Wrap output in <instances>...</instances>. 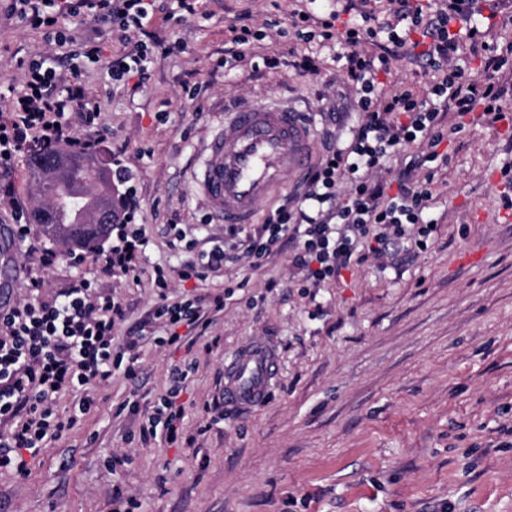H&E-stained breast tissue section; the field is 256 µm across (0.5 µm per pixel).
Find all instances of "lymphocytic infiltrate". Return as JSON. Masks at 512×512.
Segmentation results:
<instances>
[{
	"mask_svg": "<svg viewBox=\"0 0 512 512\" xmlns=\"http://www.w3.org/2000/svg\"><path fill=\"white\" fill-rule=\"evenodd\" d=\"M155 0H81L92 16L110 22L118 40L130 29H143ZM389 17L362 11L341 20L339 11L301 7L291 11L288 24L298 42L338 47L339 71L350 90L359 117L344 132L334 130L336 108L322 115V151L317 164L302 180L298 192L285 196L256 230L238 224L224 228L232 248L214 244L199 250V240L172 226L171 246L197 251L177 274L182 281L204 282L232 262L239 249L250 268L257 269L292 243V262L312 287L340 277L361 258V249L378 256H398L426 243L434 229L425 220L433 200L427 183L410 182L401 173L396 188L378 181L395 157L407 147L425 146V155L412 167L436 161L446 135L443 115L465 116L482 109L500 121L498 83L469 75L473 58L488 49L487 33L473 18L475 0H448L446 7L426 9L414 0H387ZM458 30H450L452 21ZM406 59L427 77L426 91L404 83L396 90L379 89L377 75L393 62ZM79 112L86 128L75 136L71 112ZM100 108L92 101L77 102L73 91L60 89L54 70L31 63L22 90L8 98L0 116V194L11 195L10 164L30 142L51 147L60 143L81 152L96 149L101 139ZM112 179L126 185L119 221L112 226L102 252V270L138 279L151 239L136 221L139 201L128 185L134 176L116 164ZM172 274L158 267L150 280L157 300L148 317L160 324L162 335L140 329L116 338L114 330L128 310L113 294L100 291L88 279L57 295L42 294V281L29 280L28 295L0 304V466L18 476L29 473V462L48 442L72 430L75 417L55 413L63 396L78 388L109 383L115 373L130 381L139 377L140 351L147 343L160 347L192 346L188 333L206 331L224 309L223 295L170 296ZM187 334H180V326ZM193 371L192 364L174 365L165 392L139 423L142 437L162 436L177 444L184 435L185 411L178 398Z\"/></svg>",
	"mask_w": 512,
	"mask_h": 512,
	"instance_id": "lymphocytic-infiltrate-1",
	"label": "lymphocytic infiltrate"
}]
</instances>
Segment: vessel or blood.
I'll list each match as a JSON object with an SVG mask.
<instances>
[{
	"instance_id": "obj_1",
	"label": "vessel or blood",
	"mask_w": 512,
	"mask_h": 512,
	"mask_svg": "<svg viewBox=\"0 0 512 512\" xmlns=\"http://www.w3.org/2000/svg\"><path fill=\"white\" fill-rule=\"evenodd\" d=\"M314 164L312 121L287 103L259 102L234 110L205 145L192 179L210 213L227 224H250L259 206ZM278 371L274 341L240 347L224 359V406L255 408L269 397Z\"/></svg>"
}]
</instances>
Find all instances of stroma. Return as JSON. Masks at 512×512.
<instances>
[{
  "instance_id": "stroma-1",
  "label": "stroma",
  "mask_w": 512,
  "mask_h": 512,
  "mask_svg": "<svg viewBox=\"0 0 512 512\" xmlns=\"http://www.w3.org/2000/svg\"><path fill=\"white\" fill-rule=\"evenodd\" d=\"M0 0V84L22 87L25 65L44 60L64 84L99 102L108 132L103 160L136 176L140 221L151 244L140 282L84 269L129 308L117 336L154 304V266L170 269L171 295L219 294L235 283L207 334L191 349L147 344L138 382L114 377L95 387L97 405L61 440L48 443L27 476L0 468V512H113L135 498L140 512H512V121L465 124L449 132L447 163L414 170L430 179L436 222L426 250L366 256L317 288L285 247L259 269L227 264L192 287L174 271L167 224H204L224 236L190 181L203 147L237 101L292 98L322 112L348 89L333 52L321 76L292 68L251 73L220 67L228 28L248 14L251 28L287 22L295 0H200L180 23L154 17L127 44L86 10L67 12L56 32L33 28ZM479 20L498 49L512 44V0H477ZM66 41H58L57 32ZM148 47L138 89L112 79L122 55ZM500 173L498 182L486 179ZM68 287L64 261L43 267L38 253L11 248L0 259V289L25 293L28 275ZM278 343L279 373L267 402L215 421L207 405L224 386V358L254 340ZM194 363L180 402L193 445L142 441L130 401L152 406L172 365Z\"/></svg>"
}]
</instances>
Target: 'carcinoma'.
<instances>
[{
	"label": "carcinoma",
	"instance_id": "1",
	"mask_svg": "<svg viewBox=\"0 0 512 512\" xmlns=\"http://www.w3.org/2000/svg\"><path fill=\"white\" fill-rule=\"evenodd\" d=\"M89 155L54 146L26 155L25 165L35 191L48 199L29 212V220L42 228L53 243L89 249L105 238L104 226L87 219L102 203L112 202V178L104 173L101 186L94 184L102 167Z\"/></svg>",
	"mask_w": 512,
	"mask_h": 512
}]
</instances>
